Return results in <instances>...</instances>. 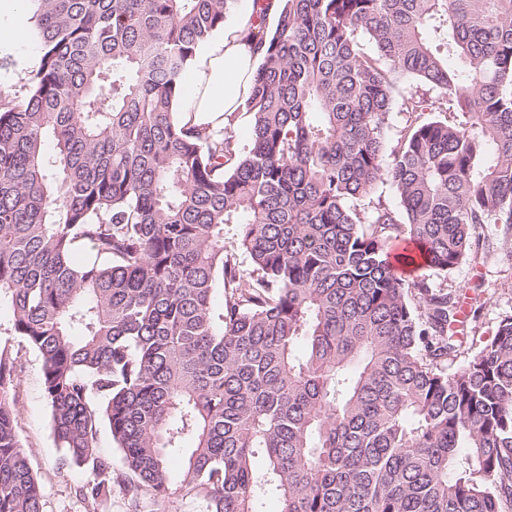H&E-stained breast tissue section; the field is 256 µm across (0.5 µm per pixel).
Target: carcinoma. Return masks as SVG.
Segmentation results:
<instances>
[{
	"mask_svg": "<svg viewBox=\"0 0 512 512\" xmlns=\"http://www.w3.org/2000/svg\"><path fill=\"white\" fill-rule=\"evenodd\" d=\"M27 2L39 65L0 86V298L86 512L116 484L128 512L183 492L197 512H512V314L450 373L459 295L394 267L512 248V0H278L271 27L252 0L247 149L236 115L176 111L238 0ZM15 372L6 344L0 512H43Z\"/></svg>",
	"mask_w": 512,
	"mask_h": 512,
	"instance_id": "cac0c4a2",
	"label": "carcinoma"
}]
</instances>
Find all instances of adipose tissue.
<instances>
[{
  "mask_svg": "<svg viewBox=\"0 0 512 512\" xmlns=\"http://www.w3.org/2000/svg\"><path fill=\"white\" fill-rule=\"evenodd\" d=\"M249 24V16H242L200 54L187 106L196 121L208 123L221 114L243 111L259 63L258 54L244 39Z\"/></svg>",
  "mask_w": 512,
  "mask_h": 512,
  "instance_id": "adipose-tissue-1",
  "label": "adipose tissue"
}]
</instances>
